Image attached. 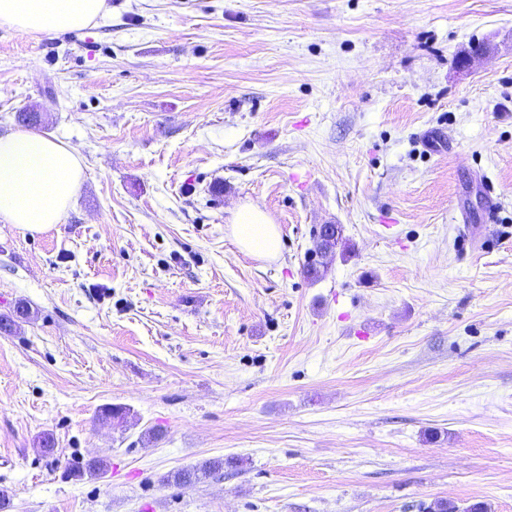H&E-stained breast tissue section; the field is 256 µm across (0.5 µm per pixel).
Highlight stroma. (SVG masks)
I'll use <instances>...</instances> for the list:
<instances>
[{
    "label": "stroma",
    "mask_w": 512,
    "mask_h": 512,
    "mask_svg": "<svg viewBox=\"0 0 512 512\" xmlns=\"http://www.w3.org/2000/svg\"><path fill=\"white\" fill-rule=\"evenodd\" d=\"M106 5L0 27V131L38 113L85 169L59 224L0 223L8 512H512V0ZM481 174L498 221L462 225ZM231 224L232 235L243 250L264 260L279 255L278 228L262 208L253 204L240 207L233 214ZM327 226H330L331 234H327L328 236H334L336 234H340L341 229L336 224H324L320 227V230L318 231V234L316 235L315 243H314V249L311 252V260L308 261L306 265V272L308 276H310L313 279H318L322 276L323 272L325 271V266L321 260L322 256L318 255V251L320 247L324 244V240L322 239L323 231L327 229ZM314 257V258H313ZM224 469V462L223 460H212V461H206L201 467L199 468H193V469H186V470H180L177 473L174 474L173 478L174 481L178 484H192L198 479V474H216L219 473Z\"/></svg>",
    "instance_id": "1"
}]
</instances>
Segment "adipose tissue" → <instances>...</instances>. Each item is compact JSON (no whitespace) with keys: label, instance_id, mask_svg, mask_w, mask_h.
<instances>
[{"label":"adipose tissue","instance_id":"ef3b65f1","mask_svg":"<svg viewBox=\"0 0 512 512\" xmlns=\"http://www.w3.org/2000/svg\"><path fill=\"white\" fill-rule=\"evenodd\" d=\"M105 10L106 0H0V26L56 35L87 26ZM83 178L73 148L22 128L0 133V222L30 233L48 230L62 220ZM231 232L257 258L279 254L278 228L256 205L233 214Z\"/></svg>","mask_w":512,"mask_h":512}]
</instances>
